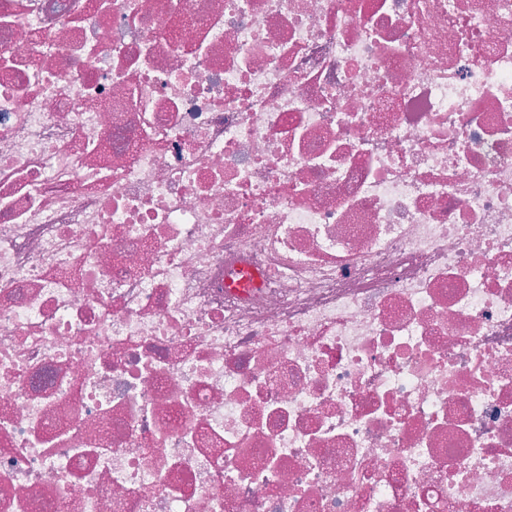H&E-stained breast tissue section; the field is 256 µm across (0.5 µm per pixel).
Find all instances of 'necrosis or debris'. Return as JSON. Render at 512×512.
Segmentation results:
<instances>
[{
	"label": "necrosis or debris",
	"instance_id": "1",
	"mask_svg": "<svg viewBox=\"0 0 512 512\" xmlns=\"http://www.w3.org/2000/svg\"><path fill=\"white\" fill-rule=\"evenodd\" d=\"M0 512H512V0H0Z\"/></svg>",
	"mask_w": 512,
	"mask_h": 512
}]
</instances>
